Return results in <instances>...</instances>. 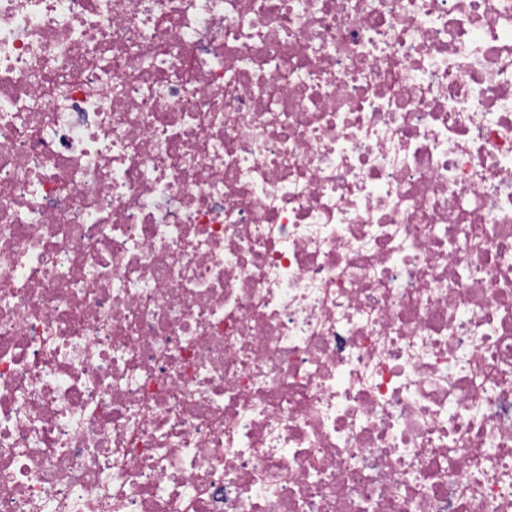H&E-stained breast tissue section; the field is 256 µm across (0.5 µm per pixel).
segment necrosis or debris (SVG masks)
Segmentation results:
<instances>
[{"instance_id": "obj_1", "label": "necrosis or debris", "mask_w": 512, "mask_h": 512, "mask_svg": "<svg viewBox=\"0 0 512 512\" xmlns=\"http://www.w3.org/2000/svg\"><path fill=\"white\" fill-rule=\"evenodd\" d=\"M0 512H512V0H0Z\"/></svg>"}]
</instances>
